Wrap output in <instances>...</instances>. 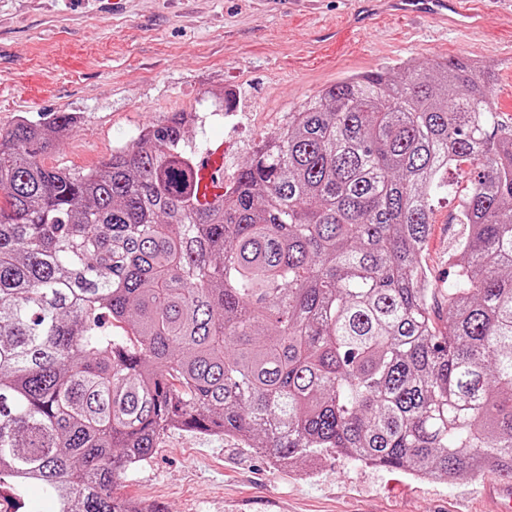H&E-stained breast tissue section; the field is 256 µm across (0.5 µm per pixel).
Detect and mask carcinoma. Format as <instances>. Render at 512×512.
<instances>
[{
  "label": "carcinoma",
  "instance_id": "carcinoma-1",
  "mask_svg": "<svg viewBox=\"0 0 512 512\" xmlns=\"http://www.w3.org/2000/svg\"><path fill=\"white\" fill-rule=\"evenodd\" d=\"M492 66L344 78L199 195L173 112L83 174L66 113L0 134V485L114 493L170 428L286 466L339 450L425 479L512 477V122ZM469 166L462 190L444 175ZM457 199L448 287L419 259ZM123 335L115 336L112 328Z\"/></svg>",
  "mask_w": 512,
  "mask_h": 512
}]
</instances>
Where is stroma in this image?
<instances>
[{
    "label": "stroma",
    "mask_w": 512,
    "mask_h": 512,
    "mask_svg": "<svg viewBox=\"0 0 512 512\" xmlns=\"http://www.w3.org/2000/svg\"><path fill=\"white\" fill-rule=\"evenodd\" d=\"M468 35L425 19L371 15L365 0H0V133L20 118L68 113L46 167L85 172L171 112H196L185 134L197 167L224 183L306 97L402 61L461 57L497 69L491 102L512 117V0H473ZM233 94L232 111L213 101ZM436 203L422 260L447 283L448 222ZM479 477L425 480L331 450L276 466L234 437L169 429L114 490L168 512H482ZM0 512H53L34 483L0 488Z\"/></svg>",
    "instance_id": "1"
}]
</instances>
